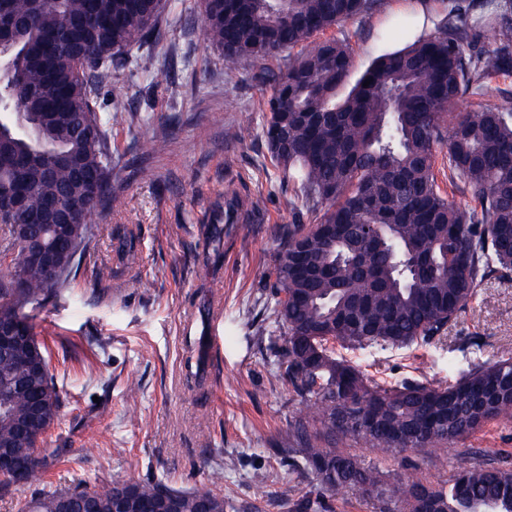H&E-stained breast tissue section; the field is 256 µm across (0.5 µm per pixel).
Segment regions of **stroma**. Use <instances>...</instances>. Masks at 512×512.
Masks as SVG:
<instances>
[{"label":"stroma","mask_w":512,"mask_h":512,"mask_svg":"<svg viewBox=\"0 0 512 512\" xmlns=\"http://www.w3.org/2000/svg\"><path fill=\"white\" fill-rule=\"evenodd\" d=\"M386 6L378 0L329 31L349 48L352 77L392 50ZM159 26L150 75L131 64L138 45L112 71L128 89L129 110L110 141L112 205L91 224L68 290L35 319L65 405L40 446L38 480L0 486V512L80 480L207 486L223 493L226 512H288L310 490L273 453L305 407L270 378L285 341L264 307L272 228L314 221L294 205L263 134L264 93L253 75L283 61L226 70L223 51L204 36L197 0H165ZM168 121L175 133L155 153ZM103 267L111 277L99 284ZM484 286L493 301L476 295L440 343L376 355L340 346L336 356L383 386L455 383L464 345L478 343L486 360L512 347V275ZM474 452L490 463L512 456V420L411 452L413 474H451Z\"/></svg>","instance_id":"1"}]
</instances>
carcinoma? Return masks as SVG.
Segmentation results:
<instances>
[{"instance_id": "1", "label": "carcinoma", "mask_w": 512, "mask_h": 512, "mask_svg": "<svg viewBox=\"0 0 512 512\" xmlns=\"http://www.w3.org/2000/svg\"><path fill=\"white\" fill-rule=\"evenodd\" d=\"M206 39L224 51L231 69L244 59L293 50L338 23L364 15L376 0H200ZM162 0H0V224L6 247L17 250L16 227L37 224L62 198L81 225L112 202V126L124 120L123 90L112 66L132 45L162 38ZM372 62L347 95L348 47L328 38L288 57L284 71L254 75L269 91L268 150L297 197L319 214L313 224H280L268 274L270 318L285 332L273 378L312 409L298 416L295 444L276 449L296 477L319 494L291 512L326 508L324 495L356 491L376 512H412L430 493L439 512H512V464L473 455L446 480L414 479L408 452L466 438L488 420L512 418V348L484 360L469 351L455 383L434 387L405 381L370 382L329 346L368 352L429 345L444 338L490 277L512 273V103L480 112L457 110L461 94H483L490 70L512 73V20L481 18L495 55L472 51L467 17ZM368 87H363L365 81ZM288 130V149L276 142ZM448 144V184L461 181L474 205L447 197L434 172L436 147ZM96 175L88 183L73 167ZM52 280L36 264L11 265L0 275V320L21 317L34 346L32 361L47 364L36 339L35 312L69 288L70 272ZM27 290L12 288L11 273ZM13 371L16 390L0 409V451L37 479L38 448L58 420L63 391L50 370L33 379L0 355V373ZM42 399L40 426L29 429L31 397ZM377 448L397 465L384 471L336 448L339 442ZM177 512H225L224 495L202 487L181 491L160 480L116 479L48 489L22 512H147L155 499Z\"/></svg>"}]
</instances>
